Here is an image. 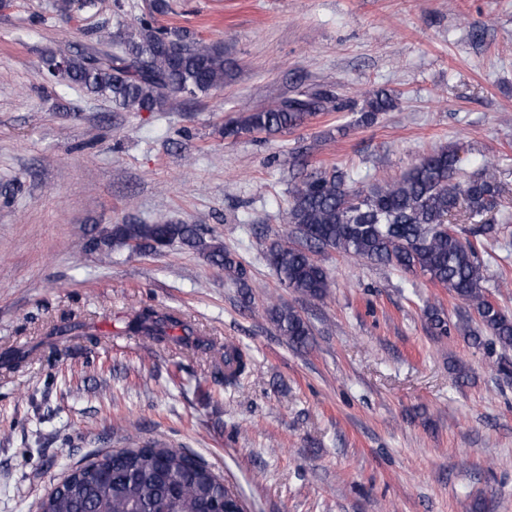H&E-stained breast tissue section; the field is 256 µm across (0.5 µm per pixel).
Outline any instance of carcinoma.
<instances>
[{
    "mask_svg": "<svg viewBox=\"0 0 512 512\" xmlns=\"http://www.w3.org/2000/svg\"><path fill=\"white\" fill-rule=\"evenodd\" d=\"M66 64L51 77L81 86L118 110L155 112L169 96H197L224 86V49L217 43L191 39L179 28H156L142 18L133 31L118 33L109 42L78 55L57 54ZM363 118L396 106L389 91L363 93ZM332 98L320 90L304 91L224 125V136L248 133L270 135L294 128L331 108ZM460 156L454 146L420 158L398 179L353 186L341 171L304 178L291 190L284 223L294 226L287 236L267 248L265 259L284 287L312 300L326 299L333 280L318 255L331 249L353 259L373 261L419 272L464 304L473 316L456 324L471 341L481 336L472 319L512 348V316L493 301L479 257L478 236L491 231L481 224L477 239L451 229L452 217L462 211L474 220L493 209L505 191L490 164L476 178L460 179ZM180 244L224 269L226 276L249 298L245 271L224 245L209 240L198 224H115L90 239L85 248L109 260L125 248L130 253L156 251ZM270 317L279 333L295 348L310 343L311 329L291 306H273ZM437 336L448 335V321L433 305L427 311ZM179 328L183 335L174 336ZM125 332L155 341L168 340L186 350L216 352L224 365V384L234 386L248 373L247 353L239 346L194 336V330L173 312L140 309L126 322ZM224 504V512H246L243 500L224 485V479L194 454L159 443L129 439L124 448L108 452L79 467L63 481V489L42 498L40 512H204Z\"/></svg>",
    "mask_w": 512,
    "mask_h": 512,
    "instance_id": "cac0c4a2",
    "label": "carcinoma"
}]
</instances>
